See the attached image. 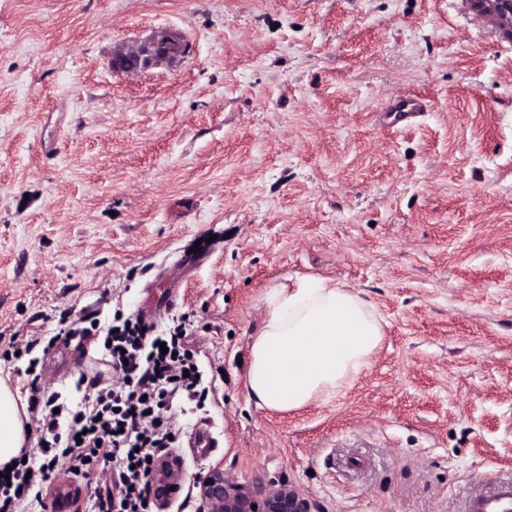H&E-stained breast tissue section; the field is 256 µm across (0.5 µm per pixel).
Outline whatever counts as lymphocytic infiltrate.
Segmentation results:
<instances>
[{"label": "lymphocytic infiltrate", "instance_id": "f902f5d3", "mask_svg": "<svg viewBox=\"0 0 512 512\" xmlns=\"http://www.w3.org/2000/svg\"><path fill=\"white\" fill-rule=\"evenodd\" d=\"M189 328L183 319L157 337L138 319L110 326L103 349L116 380L79 378L84 394L74 407L42 389L28 365L29 426L46 439L41 456L22 451L0 476V512H45L60 472L86 488L87 512H150L152 473L180 433L174 404L206 395Z\"/></svg>", "mask_w": 512, "mask_h": 512}]
</instances>
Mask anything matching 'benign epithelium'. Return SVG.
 Instances as JSON below:
<instances>
[{"label": "benign epithelium", "instance_id": "1", "mask_svg": "<svg viewBox=\"0 0 512 512\" xmlns=\"http://www.w3.org/2000/svg\"><path fill=\"white\" fill-rule=\"evenodd\" d=\"M181 51V43L175 37L162 35L149 44L139 45L126 53L112 56V71L128 73L140 64L170 59ZM182 471L171 460L158 463L152 478L155 501L163 505L172 489L180 484ZM198 496L206 506V512H310L309 502L286 483H274L258 495L249 487L224 475L223 468L212 467L197 482Z\"/></svg>", "mask_w": 512, "mask_h": 512}]
</instances>
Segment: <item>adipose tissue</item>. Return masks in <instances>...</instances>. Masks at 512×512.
Instances as JSON below:
<instances>
[{
    "mask_svg": "<svg viewBox=\"0 0 512 512\" xmlns=\"http://www.w3.org/2000/svg\"><path fill=\"white\" fill-rule=\"evenodd\" d=\"M266 315L249 347L246 386L258 407L286 413L337 393L383 339L374 307L336 280L284 278L266 288ZM26 408L0 377V467L27 445Z\"/></svg>",
    "mask_w": 512,
    "mask_h": 512,
    "instance_id": "ef3b65f1",
    "label": "adipose tissue"
}]
</instances>
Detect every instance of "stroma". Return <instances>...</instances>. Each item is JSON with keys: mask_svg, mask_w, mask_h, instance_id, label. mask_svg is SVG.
<instances>
[{"mask_svg": "<svg viewBox=\"0 0 512 512\" xmlns=\"http://www.w3.org/2000/svg\"><path fill=\"white\" fill-rule=\"evenodd\" d=\"M162 33L185 53L113 73ZM308 275L383 339L338 394L259 408L264 291ZM118 312L194 323L183 486L218 466L312 512H461L512 479V44L452 0H0V376L28 400L13 346L44 336L43 386L79 401L98 343L58 333Z\"/></svg>", "mask_w": 512, "mask_h": 512, "instance_id": "obj_1", "label": "stroma"}]
</instances>
